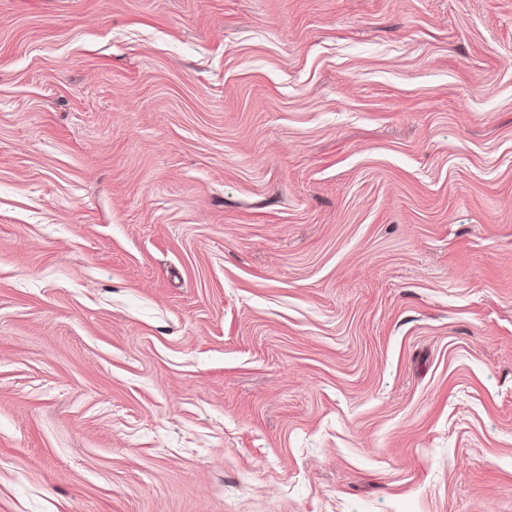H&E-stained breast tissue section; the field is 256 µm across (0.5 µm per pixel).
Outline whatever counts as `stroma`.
Here are the masks:
<instances>
[{
  "label": "stroma",
  "mask_w": 512,
  "mask_h": 512,
  "mask_svg": "<svg viewBox=\"0 0 512 512\" xmlns=\"http://www.w3.org/2000/svg\"><path fill=\"white\" fill-rule=\"evenodd\" d=\"M0 512H512V0H0Z\"/></svg>",
  "instance_id": "1"
}]
</instances>
